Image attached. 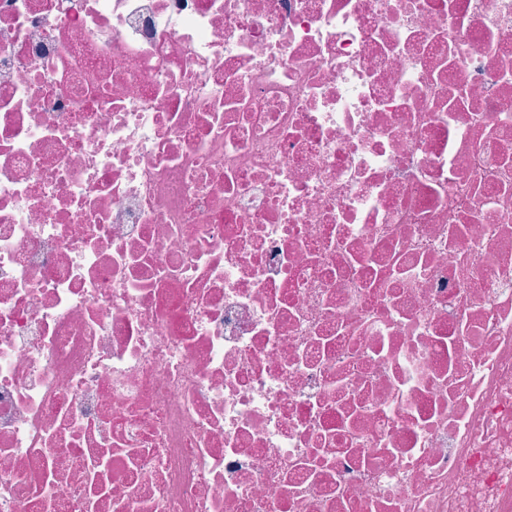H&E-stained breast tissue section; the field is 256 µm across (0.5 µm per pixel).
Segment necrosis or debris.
<instances>
[{"label":"necrosis or debris","instance_id":"4bbe7bcc","mask_svg":"<svg viewBox=\"0 0 512 512\" xmlns=\"http://www.w3.org/2000/svg\"><path fill=\"white\" fill-rule=\"evenodd\" d=\"M0 512H512V0H0Z\"/></svg>","mask_w":512,"mask_h":512}]
</instances>
